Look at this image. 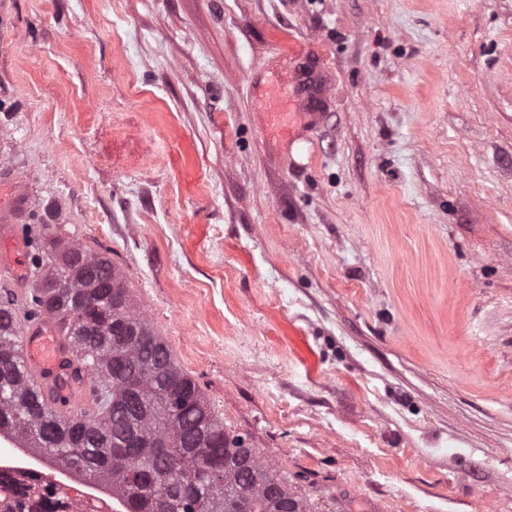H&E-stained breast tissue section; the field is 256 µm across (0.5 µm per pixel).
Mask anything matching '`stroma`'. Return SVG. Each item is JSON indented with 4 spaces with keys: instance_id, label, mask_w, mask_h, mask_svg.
I'll list each match as a JSON object with an SVG mask.
<instances>
[{
    "instance_id": "obj_1",
    "label": "stroma",
    "mask_w": 512,
    "mask_h": 512,
    "mask_svg": "<svg viewBox=\"0 0 512 512\" xmlns=\"http://www.w3.org/2000/svg\"><path fill=\"white\" fill-rule=\"evenodd\" d=\"M18 189L310 512H512V0H0Z\"/></svg>"
}]
</instances>
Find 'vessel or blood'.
Segmentation results:
<instances>
[{"label":"vessel or blood","mask_w":512,"mask_h":512,"mask_svg":"<svg viewBox=\"0 0 512 512\" xmlns=\"http://www.w3.org/2000/svg\"><path fill=\"white\" fill-rule=\"evenodd\" d=\"M27 210L25 196H18L14 206L0 210V239L9 240L14 246L11 261L0 262V278L18 280L24 266L27 249L18 233L17 224ZM17 316L21 322V360L26 367L28 381L34 387L54 385L59 378L64 357H75L76 350L67 339L60 336L53 324L46 318L30 315L25 305H18ZM64 396L73 417H80L83 410L92 403L88 386L65 388Z\"/></svg>","instance_id":"b4317fda"}]
</instances>
